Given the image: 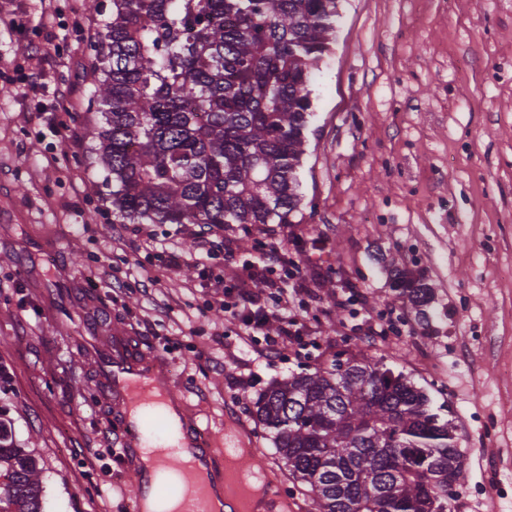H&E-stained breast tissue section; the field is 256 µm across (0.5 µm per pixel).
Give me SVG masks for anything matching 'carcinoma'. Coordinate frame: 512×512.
I'll use <instances>...</instances> for the list:
<instances>
[{
    "label": "carcinoma",
    "instance_id": "carcinoma-1",
    "mask_svg": "<svg viewBox=\"0 0 512 512\" xmlns=\"http://www.w3.org/2000/svg\"><path fill=\"white\" fill-rule=\"evenodd\" d=\"M340 0H112L92 66V133L120 224H288L311 114L310 78ZM392 287L418 313L423 278ZM316 512H448L465 473L456 425L403 372L333 360L254 401ZM0 409V512H44L39 461Z\"/></svg>",
    "mask_w": 512,
    "mask_h": 512
}]
</instances>
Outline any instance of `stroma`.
Listing matches in <instances>:
<instances>
[{
	"label": "stroma",
	"instance_id": "stroma-1",
	"mask_svg": "<svg viewBox=\"0 0 512 512\" xmlns=\"http://www.w3.org/2000/svg\"><path fill=\"white\" fill-rule=\"evenodd\" d=\"M99 3L58 0L47 27L40 0H0V18L20 25L0 37V86L19 65L37 69L48 106L0 97V406L15 443L41 460L44 512H128L106 391L117 336L165 357L213 448L232 447V430L259 448L288 512L315 505L289 481L254 399L339 354L383 361L449 406L467 478L448 512H512V0H341L311 76L300 210L288 224L222 226L214 257L193 225L112 221L86 138L104 123L91 61L112 0ZM52 33L65 36L56 50L24 58ZM62 88L70 96L56 97ZM268 244L303 259L317 294L297 312L310 336L270 362L207 308L225 262H260ZM396 267L431 285L426 315L393 290ZM146 276L158 283L144 292ZM347 285L360 303L334 307ZM377 323L388 335L369 338Z\"/></svg>",
	"mask_w": 512,
	"mask_h": 512
}]
</instances>
